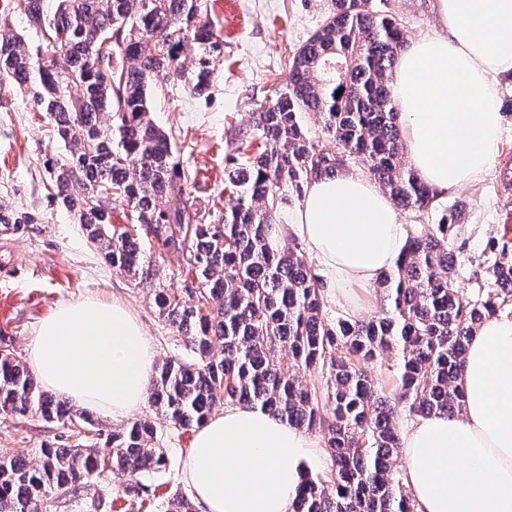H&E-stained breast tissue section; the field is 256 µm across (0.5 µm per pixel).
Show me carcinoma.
I'll return each mask as SVG.
<instances>
[{"instance_id": "cac0c4a2", "label": "carcinoma", "mask_w": 512, "mask_h": 512, "mask_svg": "<svg viewBox=\"0 0 512 512\" xmlns=\"http://www.w3.org/2000/svg\"><path fill=\"white\" fill-rule=\"evenodd\" d=\"M42 32L31 51L18 34L0 33V76L28 93L69 150L51 169L55 196L74 211L87 240L112 268L138 283L153 277L139 237L186 254L197 288H157L159 316L174 326L185 354L162 361L148 401L170 427L204 425L218 403L246 404L320 433L330 477L305 476L293 512H415L398 465L400 424L441 412L460 416L457 381L470 337L512 310V241L490 239L477 260L492 287L467 294L456 285L453 240L462 210L408 233L393 269L377 279L381 310L368 320L326 316V286L299 242L273 246L274 217L313 179L354 162L402 208L428 211L437 196L404 162L389 74L404 45L395 19L373 0H333L323 26L295 52L285 87L254 103L253 148L224 171L231 202L218 223L184 200L190 176L179 171L169 136L149 116L153 80L188 84L201 96L224 60V41L201 18L202 0H10ZM192 57L191 70L182 59ZM341 65L342 72L336 71ZM80 93L73 96L69 87ZM319 116L335 141L327 150L303 116ZM168 198L161 209L156 201ZM121 200L137 229L112 225ZM217 305L209 306L210 301ZM393 360L396 384L380 386L368 365ZM316 372L320 385L310 386ZM0 413L39 416L78 433L92 425L46 392L11 342L0 336ZM92 444L45 442L35 461L0 455V512H48L78 500L107 504L97 479L119 482L126 512H142L147 472L166 468L158 429L136 419ZM164 512H195L181 489Z\"/></svg>"}]
</instances>
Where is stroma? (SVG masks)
Instances as JSON below:
<instances>
[{
    "label": "stroma",
    "mask_w": 512,
    "mask_h": 512,
    "mask_svg": "<svg viewBox=\"0 0 512 512\" xmlns=\"http://www.w3.org/2000/svg\"><path fill=\"white\" fill-rule=\"evenodd\" d=\"M436 0H384L401 25L406 42L445 28ZM330 0H203V12L224 40V62L216 67L211 87L199 96L180 84L150 87V116L169 135L181 168L191 181L186 197L207 218L222 214L224 168L236 156V139L251 127L254 102L274 97L297 49L323 23ZM503 115L501 163L476 184L439 199V207L461 206L464 230L457 282L464 291L487 287L486 272L476 271L491 238L512 240V74L499 81ZM46 113L7 84H0V203L29 221L11 232L0 231V333L10 336L18 353L39 323L62 303L95 297L129 307L152 340L157 360L182 354L175 329L159 316L153 302L158 287L182 288L195 275L185 255L145 242L156 270L153 280L135 284L107 264L83 235L76 216L53 196L49 169L66 160ZM54 423L32 417L18 423L0 414V454L31 457L42 441L61 434ZM191 434L163 429L160 446L168 457L165 470L149 481L156 489L146 512H162L170 491L183 487V463Z\"/></svg>",
    "instance_id": "stroma-1"
}]
</instances>
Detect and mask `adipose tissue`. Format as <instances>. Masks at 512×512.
Listing matches in <instances>:
<instances>
[{
  "label": "adipose tissue",
  "instance_id": "adipose-tissue-1",
  "mask_svg": "<svg viewBox=\"0 0 512 512\" xmlns=\"http://www.w3.org/2000/svg\"><path fill=\"white\" fill-rule=\"evenodd\" d=\"M446 31L423 36L394 67L392 93L413 168L437 194L480 181L500 151L498 78L512 73V0H437ZM291 233L326 286L370 287L407 230L388 195L360 173L311 181ZM30 369L62 399L120 420L143 408L156 352L119 301L62 304L30 338ZM459 386L464 411L416 418L402 436L416 512H512V317L485 320ZM320 457L305 431L229 406L196 430L185 481L201 512H291L301 475Z\"/></svg>",
  "mask_w": 512,
  "mask_h": 512
}]
</instances>
